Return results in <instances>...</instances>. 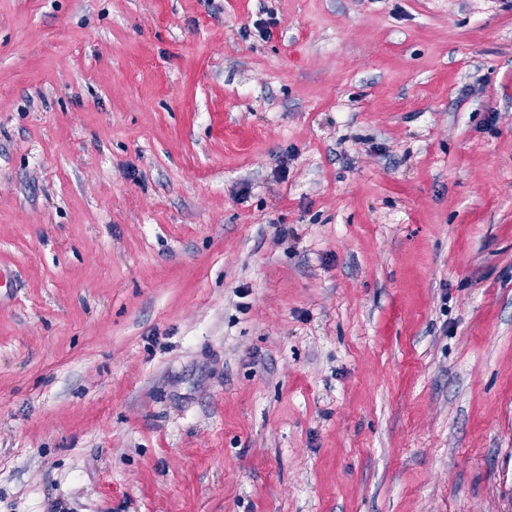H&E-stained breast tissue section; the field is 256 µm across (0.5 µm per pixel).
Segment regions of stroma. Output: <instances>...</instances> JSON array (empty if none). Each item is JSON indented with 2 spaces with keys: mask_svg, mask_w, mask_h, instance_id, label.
Wrapping results in <instances>:
<instances>
[{
  "mask_svg": "<svg viewBox=\"0 0 512 512\" xmlns=\"http://www.w3.org/2000/svg\"><path fill=\"white\" fill-rule=\"evenodd\" d=\"M0 512H512V0H0Z\"/></svg>",
  "mask_w": 512,
  "mask_h": 512,
  "instance_id": "1",
  "label": "stroma"
}]
</instances>
